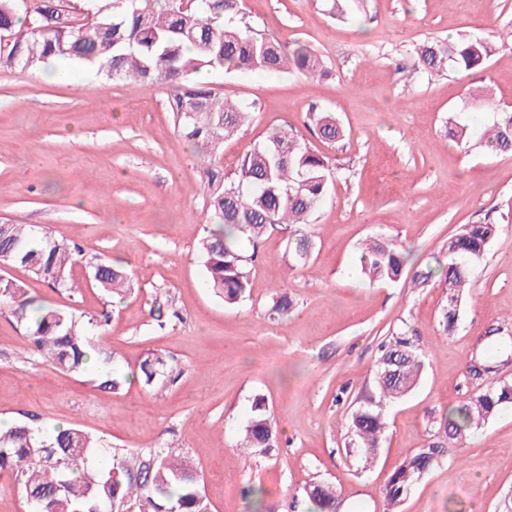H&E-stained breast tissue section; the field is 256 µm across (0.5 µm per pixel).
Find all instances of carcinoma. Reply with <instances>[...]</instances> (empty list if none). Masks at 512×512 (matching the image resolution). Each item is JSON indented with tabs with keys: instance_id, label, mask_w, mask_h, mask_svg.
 <instances>
[{
	"instance_id": "obj_1",
	"label": "carcinoma",
	"mask_w": 512,
	"mask_h": 512,
	"mask_svg": "<svg viewBox=\"0 0 512 512\" xmlns=\"http://www.w3.org/2000/svg\"><path fill=\"white\" fill-rule=\"evenodd\" d=\"M19 0H0V67L30 70L49 58L76 59L112 80L161 82L173 91L171 110L179 133L197 151L209 190L210 217L199 243L207 287L232 305L252 290L249 265L252 246L272 229L295 228L290 245L300 262L313 242L301 226L311 223L335 169L329 158L312 151L286 131H276L261 145L242 155L234 175L224 174V142L239 134L250 117L249 107L231 103L197 74L209 70L240 73H327L322 60L306 45L292 51L273 40L257 37L240 26L239 0H35L32 10H18ZM338 17L355 16L360 0H329ZM63 7L65 16L47 26L45 16ZM494 45L481 38L448 44L428 43L416 51L417 63L429 72L481 68ZM309 125L325 142L345 136L331 112L312 111ZM448 135L471 147L468 123L449 121ZM477 144L491 152H512V112H499ZM494 224L464 225L448 239V260L442 271L448 304L441 313L444 331L455 328L461 292L496 234ZM77 246L58 242L31 224L13 221L0 232V262L21 267L55 288L78 289L72 276ZM362 273L371 281L396 282L406 264L405 253L394 243L369 239L360 256ZM90 284L103 294L131 288L129 274L107 262L95 264ZM0 303L13 308L18 325L27 331L32 353L51 366L82 375L90 366L99 371L98 387L115 392L128 375L112 366V352L92 342L81 318L68 309L48 308L26 296L15 281L0 282ZM169 367L162 353L148 354L133 376L144 386L162 381ZM423 369L421 355L406 332L391 337L377 360L375 392L366 396L348 418L347 434L364 464L372 463L385 432V410L411 392ZM512 405V383L493 382L475 393L469 403L451 408L441 426L448 438H466L472 413L490 416ZM276 431L266 399L256 397L242 429L238 447L271 448ZM102 443L74 427H58L45 435L21 422L0 431V473L14 477L31 512H207L199 476L187 458L174 451H112V466L94 465ZM439 448L430 445L405 458L383 490L387 512L398 506L435 464ZM308 512H336V489L312 483L304 489Z\"/></svg>"
}]
</instances>
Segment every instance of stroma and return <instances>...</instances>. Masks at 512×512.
<instances>
[{
	"label": "stroma",
	"mask_w": 512,
	"mask_h": 512,
	"mask_svg": "<svg viewBox=\"0 0 512 512\" xmlns=\"http://www.w3.org/2000/svg\"><path fill=\"white\" fill-rule=\"evenodd\" d=\"M242 23L259 36L304 44L328 73L212 72L208 85L249 105L248 124L224 144L233 172L272 130L298 135L332 158L335 181L306 230L311 255L296 262L287 231H270L251 267L250 296L234 305L207 287L196 244L208 219L200 163L180 137L162 84L113 81L88 66L49 60L31 71L0 70V218L21 220L79 246L82 280L101 260L127 266L133 288L120 298L50 287L24 269L5 274L42 304L108 313L96 343L115 368L132 372L149 352L169 355L171 376L113 393L30 353L25 331L0 304V420L48 432L64 425L108 448L179 447L197 470L210 512H306L304 488L335 487L339 512H385L383 489L396 466L430 444L442 453L400 512H512V406L474 420L464 442L441 421L491 379L512 382V357L494 377L470 370L490 331L512 335V157L461 149L448 120L484 127L492 109L512 110V0H366L358 20H336L325 0H242ZM482 37L496 50L475 72L428 73L413 49ZM492 93L491 108L469 100ZM336 113L345 137L322 142L310 107ZM487 221L497 233L443 332L448 292L439 279L413 287L414 273L447 262L461 225ZM405 250V279L372 283L360 272L366 239ZM288 294L287 315L270 318ZM408 331L423 377L387 409L377 458L363 466L346 446V422L374 389L382 342ZM277 430L271 449H235L255 396ZM259 488L261 496L250 495Z\"/></svg>",
	"instance_id": "stroma-1"
}]
</instances>
